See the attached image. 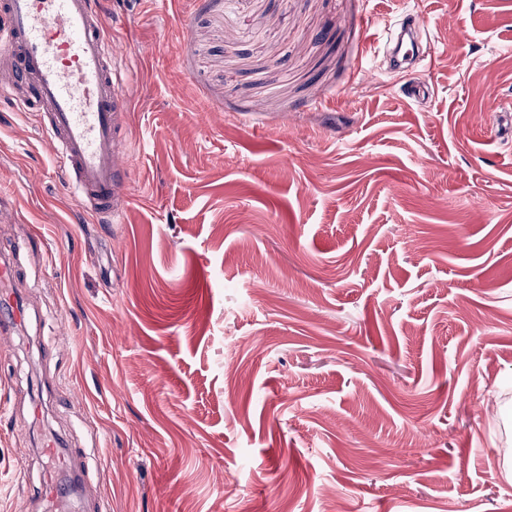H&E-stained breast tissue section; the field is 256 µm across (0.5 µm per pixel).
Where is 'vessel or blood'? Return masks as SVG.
Masks as SVG:
<instances>
[{
  "label": "vessel or blood",
  "mask_w": 512,
  "mask_h": 512,
  "mask_svg": "<svg viewBox=\"0 0 512 512\" xmlns=\"http://www.w3.org/2000/svg\"><path fill=\"white\" fill-rule=\"evenodd\" d=\"M393 72L428 57L418 39L388 40ZM0 97L38 117L81 211L115 223L129 157L124 78L112 64L100 0H0Z\"/></svg>",
  "instance_id": "1"
}]
</instances>
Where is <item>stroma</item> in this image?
<instances>
[{"mask_svg":"<svg viewBox=\"0 0 512 512\" xmlns=\"http://www.w3.org/2000/svg\"><path fill=\"white\" fill-rule=\"evenodd\" d=\"M103 10L119 223L0 100V512H46L53 439L57 512H512V0ZM414 12L432 57L388 73Z\"/></svg>","mask_w":512,"mask_h":512,"instance_id":"35a3bbf8","label":"stroma"}]
</instances>
